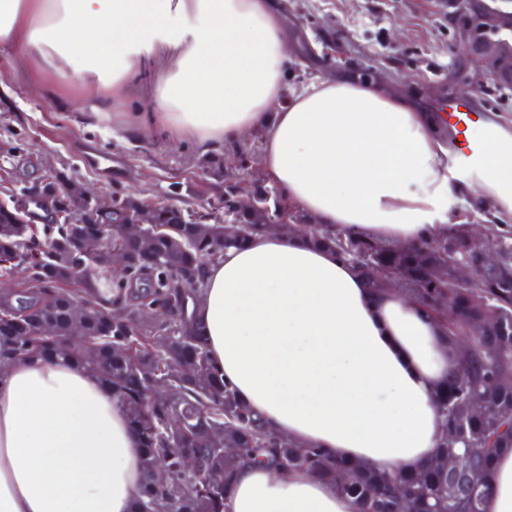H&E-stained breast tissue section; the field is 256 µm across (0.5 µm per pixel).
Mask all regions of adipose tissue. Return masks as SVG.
Returning a JSON list of instances; mask_svg holds the SVG:
<instances>
[{
    "label": "adipose tissue",
    "mask_w": 512,
    "mask_h": 512,
    "mask_svg": "<svg viewBox=\"0 0 512 512\" xmlns=\"http://www.w3.org/2000/svg\"><path fill=\"white\" fill-rule=\"evenodd\" d=\"M281 18L271 0H0V54L38 81L103 88L101 109L155 69L151 121L220 150L265 133L263 164L289 200L352 235L432 240L472 197L512 215V135L458 185L433 118L359 78L311 81L288 107ZM195 319L238 398L278 434L387 471L429 463L444 433L436 393L456 368L438 323L368 288L335 252L284 233L209 264ZM139 434L112 389L63 359L0 373V512H132ZM227 512H355L303 471L242 465ZM484 512H512V451L491 466Z\"/></svg>",
    "instance_id": "obj_1"
}]
</instances>
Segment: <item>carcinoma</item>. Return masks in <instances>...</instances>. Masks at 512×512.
Returning a JSON list of instances; mask_svg holds the SVG:
<instances>
[{
	"label": "carcinoma",
	"instance_id": "obj_1",
	"mask_svg": "<svg viewBox=\"0 0 512 512\" xmlns=\"http://www.w3.org/2000/svg\"><path fill=\"white\" fill-rule=\"evenodd\" d=\"M140 204L112 200V212L95 224L18 223L16 208L0 204V274L7 276L26 260V287L15 298H0V372L21 359L63 357L112 387L141 437L144 493L134 512H225L224 503L237 470L245 462L274 469L304 470L333 482L351 498L356 512H483L493 459L512 450V225H487L502 250L495 264L473 254L467 225L450 224L448 234L400 251L370 237H354L341 226L308 224L290 216L282 232L300 234L333 250L352 264L375 290L398 279L403 291L442 321L458 367L437 395L445 416L444 434L431 462L418 472L378 471L346 463L324 449L280 437L224 383L211 362L200 329L183 324L202 297L208 265L224 249L267 232L285 210L258 195L239 206L231 191L212 212L195 216L176 205L156 207L157 223L170 229L156 234L153 250L141 253L128 223ZM231 218L240 233L224 236ZM130 255L125 271L112 273V249ZM471 262V282L455 287V263ZM485 299L477 307L472 296ZM81 299V318L69 303ZM54 324L42 336V321ZM475 325L472 347L458 351L464 324ZM166 380L169 393L153 395ZM224 432L222 453L209 444L210 430ZM457 458L471 479L458 493L440 460ZM170 484L155 479L160 465Z\"/></svg>",
	"mask_w": 512,
	"mask_h": 512
}]
</instances>
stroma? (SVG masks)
Segmentation results:
<instances>
[{
  "label": "stroma",
  "instance_id": "35a3bbf8",
  "mask_svg": "<svg viewBox=\"0 0 512 512\" xmlns=\"http://www.w3.org/2000/svg\"><path fill=\"white\" fill-rule=\"evenodd\" d=\"M272 2L288 54L280 105L312 79L354 74L407 96L429 114H439L448 100L481 96L512 132V90L493 84L497 50L475 39L481 18L449 12L445 0ZM32 69V61L0 57V139L12 147L10 156L0 157V202L47 178L82 184L106 199L130 196L147 207L198 211L229 188L286 202L261 162L260 131L226 146L219 166L213 152L194 140L148 123L139 130L127 124V116L149 110L152 72L138 74L133 95L96 118L100 90L40 86Z\"/></svg>",
  "mask_w": 512,
  "mask_h": 512
}]
</instances>
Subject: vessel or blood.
<instances>
[{
    "label": "vessel or blood",
    "mask_w": 512,
    "mask_h": 512,
    "mask_svg": "<svg viewBox=\"0 0 512 512\" xmlns=\"http://www.w3.org/2000/svg\"><path fill=\"white\" fill-rule=\"evenodd\" d=\"M449 9L478 13L486 21L478 34L481 41L494 44L503 65L495 79L500 89L512 88V0H449ZM457 142L455 163L463 171L475 173L484 165L491 146L490 139L473 135L475 127L485 124L486 110L479 100L448 102L443 115Z\"/></svg>",
    "instance_id": "1"
}]
</instances>
